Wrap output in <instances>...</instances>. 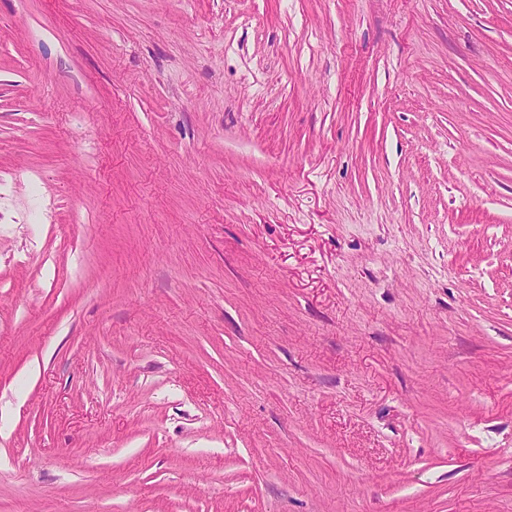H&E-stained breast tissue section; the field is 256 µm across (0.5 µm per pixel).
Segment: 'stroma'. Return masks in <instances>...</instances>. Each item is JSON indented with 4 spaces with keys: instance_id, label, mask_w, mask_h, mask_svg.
Segmentation results:
<instances>
[{
    "instance_id": "obj_1",
    "label": "stroma",
    "mask_w": 512,
    "mask_h": 512,
    "mask_svg": "<svg viewBox=\"0 0 512 512\" xmlns=\"http://www.w3.org/2000/svg\"><path fill=\"white\" fill-rule=\"evenodd\" d=\"M0 512H512V0H0Z\"/></svg>"
}]
</instances>
